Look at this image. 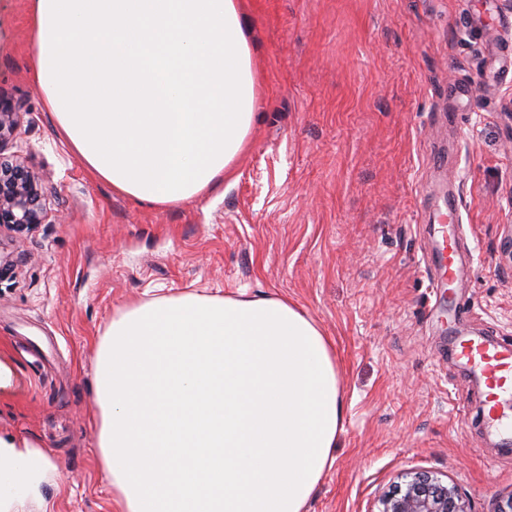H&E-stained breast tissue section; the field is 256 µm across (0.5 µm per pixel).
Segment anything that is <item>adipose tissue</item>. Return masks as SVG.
<instances>
[{
    "instance_id": "1",
    "label": "adipose tissue",
    "mask_w": 512,
    "mask_h": 512,
    "mask_svg": "<svg viewBox=\"0 0 512 512\" xmlns=\"http://www.w3.org/2000/svg\"><path fill=\"white\" fill-rule=\"evenodd\" d=\"M58 129L116 192L196 198L245 149L258 94L239 0H34ZM98 448L121 512H305L334 463V346L281 296L119 309L97 351Z\"/></svg>"
}]
</instances>
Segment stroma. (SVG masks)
I'll use <instances>...</instances> for the list:
<instances>
[{
    "label": "stroma",
    "mask_w": 512,
    "mask_h": 512,
    "mask_svg": "<svg viewBox=\"0 0 512 512\" xmlns=\"http://www.w3.org/2000/svg\"><path fill=\"white\" fill-rule=\"evenodd\" d=\"M259 79L250 142L216 190L155 206L113 192L62 139L33 67L32 0H0V96L48 216L0 229V456L46 460L0 512H118L95 436L113 314L191 291L280 294L336 350L345 422L306 512H378L407 476L470 512L512 495V447L458 360L512 348V52L503 0H239ZM472 96L448 118V89ZM459 187L458 275L438 300L423 214Z\"/></svg>",
    "instance_id": "obj_1"
}]
</instances>
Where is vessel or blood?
Segmentation results:
<instances>
[{
  "instance_id": "vessel-or-blood-1",
  "label": "vessel or blood",
  "mask_w": 512,
  "mask_h": 512,
  "mask_svg": "<svg viewBox=\"0 0 512 512\" xmlns=\"http://www.w3.org/2000/svg\"><path fill=\"white\" fill-rule=\"evenodd\" d=\"M430 262L437 269L435 288L447 292L455 275L458 243L449 236L448 226L441 214H433L429 221ZM459 356L480 370L488 382L485 421L500 430H512V349L493 343L466 340L459 344Z\"/></svg>"
}]
</instances>
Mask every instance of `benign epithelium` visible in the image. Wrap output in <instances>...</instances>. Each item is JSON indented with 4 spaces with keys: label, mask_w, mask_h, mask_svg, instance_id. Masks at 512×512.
<instances>
[{
    "label": "benign epithelium",
    "mask_w": 512,
    "mask_h": 512,
    "mask_svg": "<svg viewBox=\"0 0 512 512\" xmlns=\"http://www.w3.org/2000/svg\"><path fill=\"white\" fill-rule=\"evenodd\" d=\"M19 112L12 102L0 97V147L13 139ZM46 200L41 180L18 156H0V227L21 233L45 222ZM380 512H468L453 486L426 473H417L382 501Z\"/></svg>",
    "instance_id": "benign-epithelium-1"
}]
</instances>
